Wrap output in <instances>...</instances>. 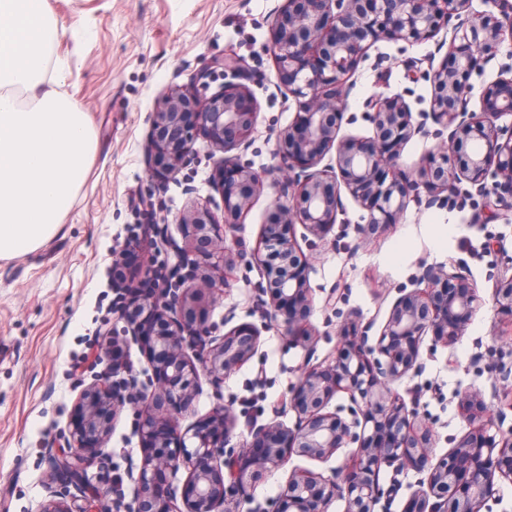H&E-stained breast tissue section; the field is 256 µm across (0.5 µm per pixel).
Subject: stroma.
<instances>
[{"label": "stroma", "mask_w": 512, "mask_h": 512, "mask_svg": "<svg viewBox=\"0 0 512 512\" xmlns=\"http://www.w3.org/2000/svg\"><path fill=\"white\" fill-rule=\"evenodd\" d=\"M282 0H46L56 26L49 65L61 76L57 87L86 112L96 142L77 194L69 202L58 233L37 251L0 259V512H40L49 498L44 451L57 443L74 417L82 384L99 367L70 372L72 355L101 327L118 322L112 309V254L126 247L133 229L147 223L177 232L178 218L191 201L214 197L211 175L217 159L197 142L194 163L176 177L150 180L147 171L149 114L170 87L191 84L203 63L227 53L239 56L258 78L256 131L246 159L268 174V188L246 215L240 237L256 246L272 205L282 196L275 134L294 111L277 94L275 62L269 44L271 15ZM433 43L400 48L381 42L380 68L362 64L349 94L359 111L373 94L407 92L409 101L428 97L426 82L409 83L404 61L433 51ZM152 195L144 214L141 197ZM482 199L444 208L409 205L382 236L361 242L354 231L335 227L315 246L305 247L314 306L310 321L316 338L315 361L330 358L337 330L349 312L363 322L383 323L400 287L425 266L463 271L482 300L465 335L453 346L423 341L422 371L396 382L436 421L434 457L447 453L452 438L467 426L455 394L480 389L499 405L492 364L512 350V329H502L492 301V284L512 258V219L482 217ZM262 281L258 268L241 266L230 278L212 314L220 321L234 312L235 323H259L252 309ZM335 305H326L327 295ZM304 352L288 347L277 328L263 331L257 355L224 382V398L236 414L270 413L287 399L301 374ZM104 466H93L92 483L110 486L122 475L133 495L131 470L142 446L133 433L131 411H123L108 443ZM331 463L292 456L287 467L265 473L252 488L265 504L284 488L290 469L328 474Z\"/></svg>", "instance_id": "stroma-1"}]
</instances>
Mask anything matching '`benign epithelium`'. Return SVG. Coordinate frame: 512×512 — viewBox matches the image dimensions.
<instances>
[{
	"label": "benign epithelium",
	"instance_id": "7a95c632",
	"mask_svg": "<svg viewBox=\"0 0 512 512\" xmlns=\"http://www.w3.org/2000/svg\"><path fill=\"white\" fill-rule=\"evenodd\" d=\"M471 13V0H284L273 12L271 52L278 82L295 97L296 112L276 135V154L286 177L289 201H275L274 216L262 227L259 244L246 252L236 239L239 225L264 191L266 174L243 157L256 126L257 102L249 83L255 74L242 59L227 54L203 65L191 90L170 89L149 115V175L175 176L203 139L224 153L212 175L222 216L211 202L186 207L178 223L182 242L160 229L152 240L163 261L157 294L142 303L154 329L140 332L139 318L123 310L124 325L100 330L112 347L135 344L151 373L119 376L101 372L80 392L76 419L58 446L45 452L51 478L68 485L52 491L41 512H98L100 492L88 470L106 447L123 410H133L134 433L144 460L129 501L115 512H328L336 500L346 512H375L388 503L393 486L380 483L384 467L414 468L424 474L405 512H493L496 478L512 481V427L505 413L489 405L481 391L457 395V409L470 429L452 440L448 453L433 460L434 420L405 399L391 383L421 372L420 344L453 345L478 307L476 290L459 273L426 268L399 289L373 338L374 323L360 324L352 312L338 333L336 355L326 365L304 356L301 377L282 404L295 414L293 426L272 418L246 422L249 440L237 441L238 417L224 402V379L258 353L261 329L234 318L209 321L226 272L238 263L261 270L265 284L256 305L275 324L288 347L310 349L313 308L309 262L298 237L324 239L335 224H351L363 240L381 236L410 203L446 208L455 196L485 200L489 218L512 210V64L482 91L481 109L471 108V79L498 59L512 42V0H484ZM389 40L408 46L434 42L435 50L406 64V78L430 85V96L414 111L405 94L373 96L361 106L372 134H341L357 122L348 98L369 50ZM445 59L436 62V55ZM224 83L208 93L215 73ZM436 145L412 169L398 164L416 137ZM335 152L334 163L322 165ZM364 214L346 217L342 193ZM303 233L297 234V228ZM497 314L512 323V274L493 287ZM208 385L217 406L202 420L181 428L180 419ZM344 403L332 404L338 394ZM342 448L348 458L324 476L295 469L285 488L267 506H252L250 485L296 453L326 463ZM187 478L174 485L181 470ZM182 498L183 507L176 505Z\"/></svg>",
	"mask_w": 512,
	"mask_h": 512
}]
</instances>
